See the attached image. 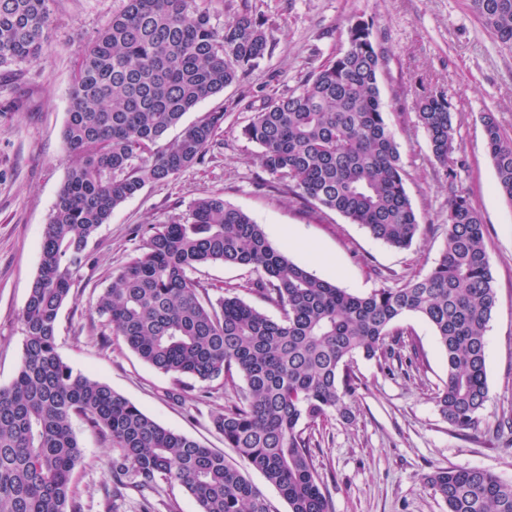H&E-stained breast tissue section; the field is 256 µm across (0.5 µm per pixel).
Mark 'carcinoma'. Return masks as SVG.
Returning a JSON list of instances; mask_svg holds the SVG:
<instances>
[{"label":"carcinoma","mask_w":512,"mask_h":512,"mask_svg":"<svg viewBox=\"0 0 512 512\" xmlns=\"http://www.w3.org/2000/svg\"><path fill=\"white\" fill-rule=\"evenodd\" d=\"M79 57L63 129L67 175L46 224L38 272L22 312L23 356L0 388V512H82L72 475L83 452L79 417L112 448L108 499L138 498L155 512L163 483H177L197 512H271L260 489L224 454L163 427L122 394L65 363L57 351L60 309L87 251L112 211L146 184L164 183L204 161L224 113L208 112L174 141L163 136L201 101L239 81L272 53L274 23L243 10L219 25L207 0H123ZM49 0H0V65L43 54ZM483 26L512 50V0H471ZM384 56L369 24L348 29V48L291 94L254 113L242 135L261 148L263 171L306 201L334 211L399 249L422 232L405 188V166L379 88ZM458 113L443 93L416 100L417 122L451 194L444 250L427 274L360 296L322 279L275 248L262 226L224 199L197 200L184 221L138 225L144 238L98 296L110 334L166 374L209 392L233 382L245 391L213 419L247 466L263 474L289 512H332L312 454V430L350 420L355 355H392L391 326L418 315L447 361L435 394L456 429L476 425L489 397L486 331L496 304L486 227L454 189L461 160ZM497 188L512 204V139L493 113L483 117ZM209 263L264 273L251 286L283 311L273 320L237 296H203L190 277ZM423 483L448 512H512V483L474 467L435 468Z\"/></svg>","instance_id":"carcinoma-1"}]
</instances>
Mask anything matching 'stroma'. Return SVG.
Listing matches in <instances>:
<instances>
[{
  "instance_id": "1",
  "label": "stroma",
  "mask_w": 512,
  "mask_h": 512,
  "mask_svg": "<svg viewBox=\"0 0 512 512\" xmlns=\"http://www.w3.org/2000/svg\"><path fill=\"white\" fill-rule=\"evenodd\" d=\"M252 14L275 20V48L239 83L187 112L164 139L205 113L220 111L218 148L165 183H149L112 212L90 241V265L60 311L58 352L74 370L109 385L162 426L221 451L213 417L245 387L244 381L210 394L183 388L177 377L144 362L120 339H102L94 312L112 274L138 253L139 224H167L188 216L195 201L218 196L261 224L273 246L317 276L357 295L428 273L441 257L449 190L418 125L414 103L425 91L441 92L460 116L457 155L465 166L456 185L480 211L497 303L487 328L489 399L479 424L459 430L439 414L434 394L446 375V358L433 328L408 314L395 324L400 336L388 363L356 357L352 419H329L314 432L315 466L333 512H448L422 482L436 467L468 466L512 482V435H496L512 417V204L496 189L485 145L483 115L494 113L512 137V51L484 29L469 0H250ZM120 0H50L52 31L37 60L0 66V387L22 362L21 316L37 274L40 249L68 158L62 129L70 108L74 65L111 18ZM369 23L385 56L379 85L406 170L405 187L422 223L431 227L410 248L390 247L362 225L301 202L287 187L260 186V148L242 135L252 113L247 102L295 90L317 67L348 47L356 20ZM250 267L212 263L194 278L211 299L235 295L281 319L278 307L250 291L261 278ZM182 391V400L171 397ZM73 428L83 459L73 474L84 512H137L133 503L109 508L102 487L112 450L81 419Z\"/></svg>"
}]
</instances>
